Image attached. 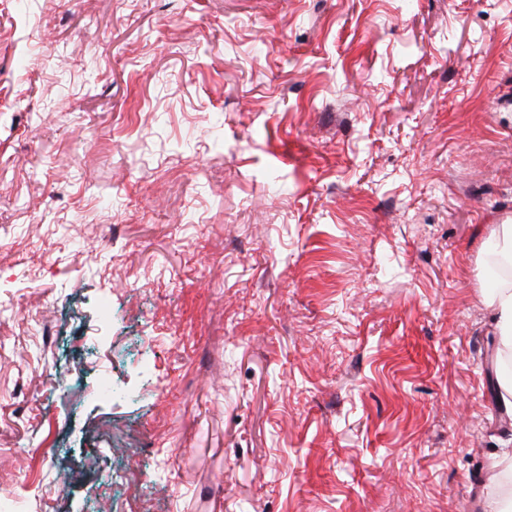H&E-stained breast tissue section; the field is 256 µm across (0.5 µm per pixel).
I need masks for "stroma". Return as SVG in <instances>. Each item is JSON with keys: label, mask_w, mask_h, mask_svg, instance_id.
<instances>
[{"label": "stroma", "mask_w": 512, "mask_h": 512, "mask_svg": "<svg viewBox=\"0 0 512 512\" xmlns=\"http://www.w3.org/2000/svg\"><path fill=\"white\" fill-rule=\"evenodd\" d=\"M508 216L512 0H0L15 512H512ZM491 307L497 317L501 346L512 350V283L492 290Z\"/></svg>", "instance_id": "1"}]
</instances>
